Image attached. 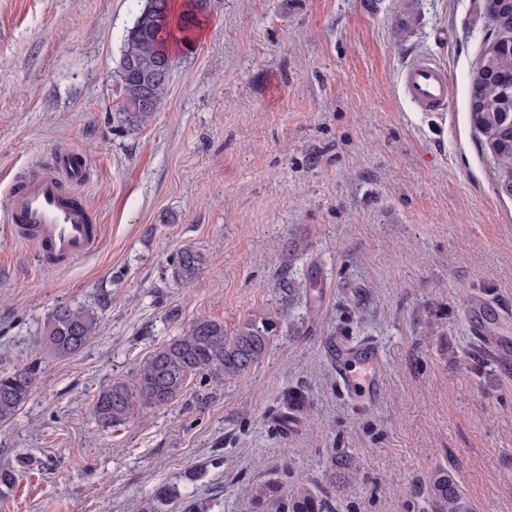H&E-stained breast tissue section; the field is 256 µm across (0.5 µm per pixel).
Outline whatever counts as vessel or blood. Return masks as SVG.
I'll return each instance as SVG.
<instances>
[{
    "label": "vessel or blood",
    "instance_id": "obj_1",
    "mask_svg": "<svg viewBox=\"0 0 512 512\" xmlns=\"http://www.w3.org/2000/svg\"><path fill=\"white\" fill-rule=\"evenodd\" d=\"M406 97L423 112L448 109L450 78L436 60L418 56L401 72ZM85 155L57 148L51 158L32 165L8 189L6 210L10 234L30 244L41 266L65 269L99 244L100 228L79 188L88 181ZM488 360L501 370L512 368V325L502 324L498 335L482 339ZM338 383L355 408L375 401L384 360L378 344L369 339L330 343Z\"/></svg>",
    "mask_w": 512,
    "mask_h": 512
}]
</instances>
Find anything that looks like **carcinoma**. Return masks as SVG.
Masks as SVG:
<instances>
[{
	"label": "carcinoma",
	"instance_id": "cac0c4a2",
	"mask_svg": "<svg viewBox=\"0 0 512 512\" xmlns=\"http://www.w3.org/2000/svg\"><path fill=\"white\" fill-rule=\"evenodd\" d=\"M186 2L188 12L176 16L172 0H164L161 10L156 8V0H146L127 29L118 73L123 96L121 122L130 128L146 125L160 108L171 76L159 72L158 63L174 64L170 44L179 42L192 49L195 28L210 11V0ZM511 79L512 48L504 43L485 51L470 85L473 124L486 138L494 163L506 178L512 175V137L506 131L512 117ZM204 265L201 252L184 248L173 262V276L191 280ZM99 324L93 309L59 304L48 317L43 341L58 355H73L85 348ZM270 344L265 323L246 324L229 336L224 324L198 320L143 364L136 384L117 379L105 385L95 402V415L103 426L111 427L124 422L137 405L157 407L171 402L196 375L237 379L265 357ZM37 384L34 366L0 375V421L12 418L24 406L34 396ZM18 481L15 469L0 467V496L11 492ZM431 494L435 512H472L469 500L447 474L433 481ZM249 495L266 504L267 512H279L270 487L256 485ZM290 512H321L320 500L301 490L291 501Z\"/></svg>",
	"mask_w": 512,
	"mask_h": 512
}]
</instances>
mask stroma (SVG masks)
<instances>
[{
    "mask_svg": "<svg viewBox=\"0 0 512 512\" xmlns=\"http://www.w3.org/2000/svg\"><path fill=\"white\" fill-rule=\"evenodd\" d=\"M142 6L0 0V373L39 367L0 422V465L42 462L0 512H138L162 485L179 496L159 512H263L253 484L281 512L300 488L324 512H430L441 472L473 512H512V372L474 331L512 310V195L470 118V79L499 36L484 0H212L155 117L131 130L118 66ZM418 55L447 68V111L405 96ZM61 144L91 162L82 193L102 234L56 271L4 216L13 175ZM188 246L206 264L178 281ZM283 272L299 291L287 304ZM59 303L100 318L71 356L40 339ZM202 318L230 336L272 322V344L238 379L191 378L102 427L99 390L135 382ZM332 337L380 345L372 408L341 391Z\"/></svg>",
    "mask_w": 512,
    "mask_h": 512,
    "instance_id": "1",
    "label": "stroma"
}]
</instances>
